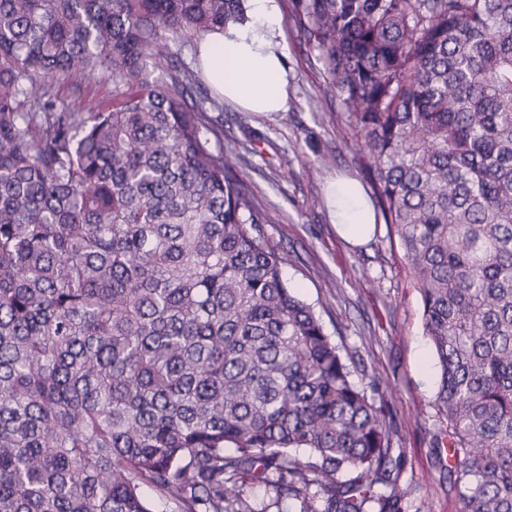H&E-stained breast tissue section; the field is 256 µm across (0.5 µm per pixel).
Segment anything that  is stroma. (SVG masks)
Masks as SVG:
<instances>
[{
  "mask_svg": "<svg viewBox=\"0 0 512 512\" xmlns=\"http://www.w3.org/2000/svg\"><path fill=\"white\" fill-rule=\"evenodd\" d=\"M288 106L249 112L234 103L212 119L249 178L253 202L269 212L264 230L288 254L283 277L312 304L326 331L386 385L385 399L404 448L402 479L423 512H458L455 493L435 461L445 423L435 406L438 368L424 332L418 289L402 268V251L385 225L365 242L343 238L332 217L337 181L363 185V144L322 91L320 65L288 8H281ZM286 153L282 167L276 156Z\"/></svg>",
  "mask_w": 512,
  "mask_h": 512,
  "instance_id": "stroma-1",
  "label": "stroma"
}]
</instances>
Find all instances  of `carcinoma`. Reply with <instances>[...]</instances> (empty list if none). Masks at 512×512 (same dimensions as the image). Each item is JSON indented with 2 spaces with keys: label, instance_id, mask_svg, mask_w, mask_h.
<instances>
[{
  "label": "carcinoma",
  "instance_id": "carcinoma-1",
  "mask_svg": "<svg viewBox=\"0 0 512 512\" xmlns=\"http://www.w3.org/2000/svg\"><path fill=\"white\" fill-rule=\"evenodd\" d=\"M287 2L420 290L459 512H512V0ZM244 20L0 0V512L411 507L384 390L290 291L179 61Z\"/></svg>",
  "mask_w": 512,
  "mask_h": 512
}]
</instances>
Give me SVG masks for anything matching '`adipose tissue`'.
I'll use <instances>...</instances> for the list:
<instances>
[{
  "label": "adipose tissue",
  "instance_id": "adipose-tissue-1",
  "mask_svg": "<svg viewBox=\"0 0 512 512\" xmlns=\"http://www.w3.org/2000/svg\"><path fill=\"white\" fill-rule=\"evenodd\" d=\"M280 22L277 0H247L243 23L209 34L198 47L206 78L225 97L254 112L287 108L288 72ZM332 206L346 234L359 238L369 233L373 219L360 191L336 187Z\"/></svg>",
  "mask_w": 512,
  "mask_h": 512
}]
</instances>
